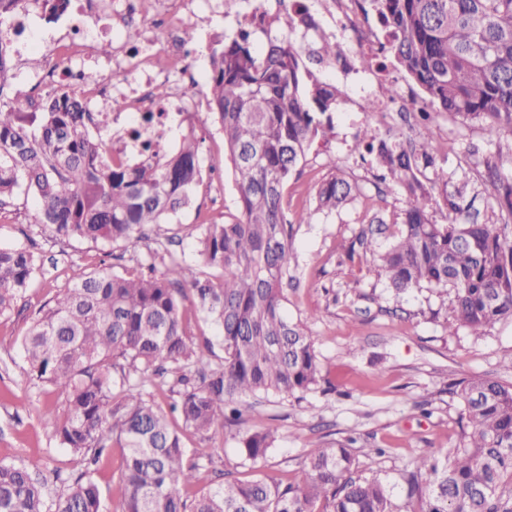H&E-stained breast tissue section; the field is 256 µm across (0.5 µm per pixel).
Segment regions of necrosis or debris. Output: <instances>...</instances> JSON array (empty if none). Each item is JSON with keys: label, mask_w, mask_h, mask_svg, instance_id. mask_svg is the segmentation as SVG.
Segmentation results:
<instances>
[{"label": "necrosis or debris", "mask_w": 512, "mask_h": 512, "mask_svg": "<svg viewBox=\"0 0 512 512\" xmlns=\"http://www.w3.org/2000/svg\"><path fill=\"white\" fill-rule=\"evenodd\" d=\"M330 12L332 27L345 41L346 48L332 63L337 74L354 79L352 93L370 99L378 82L377 72L362 74L355 65L357 56L384 54L386 44L377 25L364 9V0H322ZM221 0H79L78 8L64 6L72 17L73 37L55 43L53 55L65 60L64 68H51L46 74L28 82L31 98L40 90L57 86L86 103L105 104V111L92 113L89 124L95 134L106 135L111 156L126 160L140 143L161 150L170 131L173 116L188 118L200 105L199 81L189 64L193 51L184 39L202 19L220 13ZM116 20L123 27L147 26L149 35L144 47L133 51L119 48L107 62L106 73L85 70L98 23ZM172 54L179 59V69L160 72L151 65V51ZM125 81H118V74Z\"/></svg>", "instance_id": "1"}]
</instances>
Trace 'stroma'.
<instances>
[{
	"instance_id": "1",
	"label": "stroma",
	"mask_w": 512,
	"mask_h": 512,
	"mask_svg": "<svg viewBox=\"0 0 512 512\" xmlns=\"http://www.w3.org/2000/svg\"><path fill=\"white\" fill-rule=\"evenodd\" d=\"M250 9L248 0H239L224 17L199 22L193 43L199 71L208 72L211 46L233 38ZM67 30L68 22L61 17L49 20L39 13L30 18L26 31L12 40V91H22L28 80V57L34 54L49 62L46 46ZM414 106L419 119L400 126L340 95L333 129L315 141L288 182L292 212L306 207L314 186L334 174H344L361 187L353 203L331 216H315L312 223L297 226L293 236L291 265L297 281L288 292L287 311L290 318L306 321L331 393L255 402L257 422L277 430L275 446L257 470L241 466L232 432H184L186 448L205 461L189 496L227 479L246 481L259 475L299 481L310 448L348 440L358 474L387 480L397 486V499H404L403 470L412 468L419 457L446 452L460 442L462 406L455 382L472 376L512 382V319L498 322L479 338L464 328L449 333L438 298L426 291L394 297L385 279L367 274L365 262L352 263L344 255L359 228L375 214L390 218L407 205L406 196L399 189L386 188L370 162L354 152L363 129L405 144L430 140L433 164L424 174L436 202L437 222L446 217L442 199L447 186L467 182L469 194L476 197L475 207L483 210L487 204L481 191L488 164H498L502 179L512 180V165L498 163L499 155L512 153V127L493 147L480 123L439 111L421 94ZM194 129L202 162L215 171L203 174L192 205L179 214L177 223L156 228L158 234L173 238V251L187 258L192 255L195 225L206 218H231L238 197L232 165L224 158V137L208 108H201ZM35 209L33 200L21 197L14 206L0 210V246L21 244L44 260L14 310L0 316V461L37 459L66 479L77 473V459L50 437L42 423L43 410H63V399L35 384L22 357L23 335L35 311L80 274L102 266L121 271L133 264L146 244L61 241L49 227L34 223ZM123 454V449L112 448L99 465L96 479L102 512L120 510L118 474Z\"/></svg>"
}]
</instances>
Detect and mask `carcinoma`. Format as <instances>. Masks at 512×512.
I'll return each instance as SVG.
<instances>
[{
    "label": "carcinoma",
    "mask_w": 512,
    "mask_h": 512,
    "mask_svg": "<svg viewBox=\"0 0 512 512\" xmlns=\"http://www.w3.org/2000/svg\"><path fill=\"white\" fill-rule=\"evenodd\" d=\"M389 36V59L442 112L485 127L489 141L512 125V0H373ZM312 20L297 0L289 26ZM274 17L256 5L248 30L211 49L212 110L220 123L238 186V216L199 225L189 262L157 240L122 273L80 275L42 306L22 351L44 387L60 390L65 413H43V426L79 459L83 470L61 478L39 462H0V512H100L94 474L110 448L125 449L121 512H512V383L472 377L455 394L466 420L461 444L444 458H421L404 473L407 501L377 476L354 475L343 443L311 448L297 485L267 477L225 480L193 500L201 465L156 401L175 396L182 426L207 433L247 422L242 397H294L323 381L315 342L286 313L293 229L318 213L331 215L360 188L342 175L314 187L312 207L288 218L284 188L315 139L333 124L336 87L321 81L302 52L271 36ZM0 36V207L32 195L34 223L63 240L136 244L148 225L167 224L190 205L202 175L192 130L178 131L176 150L112 162L85 124L86 105L49 92L37 103L39 122L22 124L30 101L11 94ZM354 150L371 157L407 197L377 247L362 229L346 249L373 256L396 296L427 289L449 304V331L481 337L512 318V226L467 218L464 191L444 195L447 223L433 219L421 179L432 165L427 139L405 149L365 130ZM492 214L512 217V183L493 171L483 183ZM39 257L20 245L0 248V315L30 288ZM218 330L224 356L185 331L181 298ZM275 431L238 435L239 453L256 465L274 448ZM64 489L52 505L45 486ZM420 510L411 508L413 501Z\"/></svg>",
    "instance_id": "1"
}]
</instances>
